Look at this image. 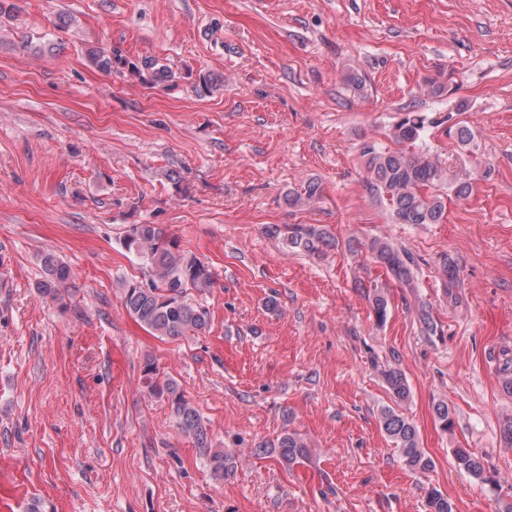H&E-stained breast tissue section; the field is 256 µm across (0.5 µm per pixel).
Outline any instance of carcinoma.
<instances>
[{
	"mask_svg": "<svg viewBox=\"0 0 512 512\" xmlns=\"http://www.w3.org/2000/svg\"><path fill=\"white\" fill-rule=\"evenodd\" d=\"M91 63L104 72L117 65L131 66V70L147 72L154 83H162L170 77L169 69L157 60L146 57L140 63H130L102 48L89 51ZM428 118L421 112H404L391 129L397 149H381L373 145L363 148L366 183L370 193L385 206L397 224H441L446 220V198L453 195L464 199L471 193L473 183L480 177L492 175L491 166L480 171L467 168H445L424 153L413 151L421 139ZM462 149L475 147V135L466 125H456L446 130ZM321 188L315 181L307 182L302 192L290 196L288 203L294 206L310 203L320 198ZM272 235L284 234L288 247L297 253L318 255L335 245L327 232L312 224H274L268 227ZM129 253L146 260L154 270L156 281L143 285L126 281L122 284L123 305L127 312L149 332L172 339L197 335L209 325L207 308L189 301L186 292L190 288L204 290L212 287L214 274L196 255L181 251L177 243L168 238L164 230L155 224H132L122 241ZM370 249L393 280L402 286L413 282L415 256L388 241L374 239ZM48 278L39 288L45 296L57 297V288L70 278V269L53 255L44 258ZM442 273L448 287H459V267L456 259L443 256ZM421 332L427 336L441 333L438 324L426 307L418 313ZM383 379L392 394L396 406L382 408L379 422L382 430L398 449L404 464L411 470L426 471L432 460L420 448L416 426L400 410L410 398V387L405 374L398 368L382 371ZM143 383L151 396L168 403L171 415L180 432L191 438L195 447L206 457L212 476L224 479L236 466L234 454L222 448L211 447L207 428L201 415L179 389L176 381L161 374L154 361L148 359L143 366ZM435 418L445 432L454 425L453 410L448 403L434 407ZM452 453L459 469L473 480L501 490L497 474L485 465V460L469 448H454ZM255 455H274L287 467L303 463L308 457V446L297 434L285 431L275 442L253 449ZM427 512H453V503L438 489H428Z\"/></svg>",
	"mask_w": 512,
	"mask_h": 512,
	"instance_id": "carcinoma-1",
	"label": "carcinoma"
}]
</instances>
